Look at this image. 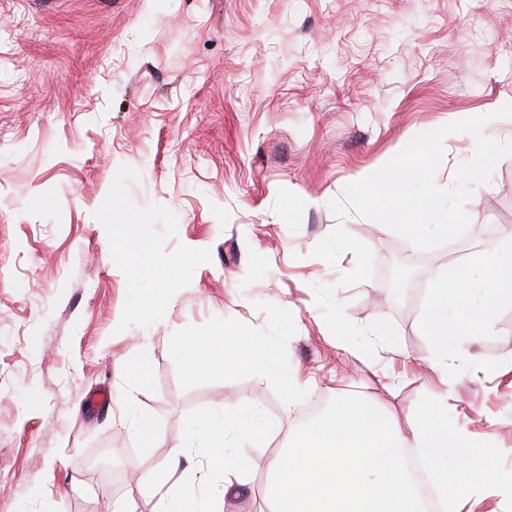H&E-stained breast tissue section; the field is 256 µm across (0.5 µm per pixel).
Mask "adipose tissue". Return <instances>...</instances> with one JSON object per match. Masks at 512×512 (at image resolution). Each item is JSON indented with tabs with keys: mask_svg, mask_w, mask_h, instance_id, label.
Returning a JSON list of instances; mask_svg holds the SVG:
<instances>
[{
	"mask_svg": "<svg viewBox=\"0 0 512 512\" xmlns=\"http://www.w3.org/2000/svg\"><path fill=\"white\" fill-rule=\"evenodd\" d=\"M499 248L505 261L495 273L494 286L489 290L488 300L480 313L470 314L463 311L467 290L458 279L443 278L435 288L424 320V330L436 345L440 364L448 362L449 341H456L458 354H465L476 337L493 331L495 307L512 301V242L500 243ZM452 306L462 309L461 314L453 321L448 318V309Z\"/></svg>",
	"mask_w": 512,
	"mask_h": 512,
	"instance_id": "1",
	"label": "adipose tissue"
}]
</instances>
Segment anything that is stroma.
<instances>
[{"mask_svg": "<svg viewBox=\"0 0 512 512\" xmlns=\"http://www.w3.org/2000/svg\"><path fill=\"white\" fill-rule=\"evenodd\" d=\"M512 0H0V512H113L127 483L83 468L119 449L137 476L170 472L223 494L204 456L172 447L238 411L256 433L254 512L269 460L315 403L363 391L407 425L447 398L466 437L512 471V302L466 356L437 364L423 321L445 274L480 309L512 241V156L466 210L457 249L421 252L328 202L420 128L486 117L512 140ZM475 141H443L453 187ZM368 244L374 275L311 257L336 225ZM410 270L405 307L384 283ZM348 317L393 322L399 343L350 353L314 287ZM207 340L210 368L175 351ZM282 355L256 373L236 339ZM311 385L285 414L291 368ZM51 482H44L45 473Z\"/></svg>", "mask_w": 512, "mask_h": 512, "instance_id": "1", "label": "stroma"}]
</instances>
